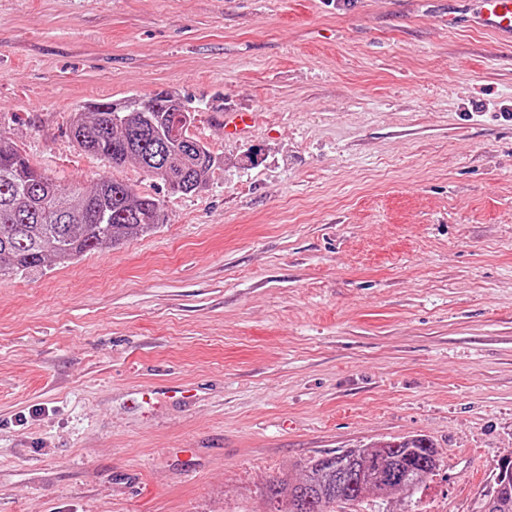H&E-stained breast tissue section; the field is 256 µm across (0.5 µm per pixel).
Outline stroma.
Wrapping results in <instances>:
<instances>
[{"mask_svg": "<svg viewBox=\"0 0 512 512\" xmlns=\"http://www.w3.org/2000/svg\"><path fill=\"white\" fill-rule=\"evenodd\" d=\"M476 9L0 0V136L165 213L0 277V512H266L271 479L408 435L436 475L355 512H470L512 454V39ZM162 90L221 160L191 194L70 136ZM256 121L254 112H224V135L239 138L249 134Z\"/></svg>", "mask_w": 512, "mask_h": 512, "instance_id": "obj_1", "label": "stroma"}]
</instances>
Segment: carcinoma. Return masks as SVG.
<instances>
[{
    "label": "carcinoma",
    "mask_w": 512,
    "mask_h": 512,
    "mask_svg": "<svg viewBox=\"0 0 512 512\" xmlns=\"http://www.w3.org/2000/svg\"><path fill=\"white\" fill-rule=\"evenodd\" d=\"M195 114L168 91L143 102H101L74 113L77 147L123 167L133 163L176 193L206 185L220 160L190 135ZM163 222L162 206L124 183L101 179L91 189L64 187L31 165L17 145L0 138V275L24 274L53 260L67 262ZM440 467L437 449L422 436L338 450L308 462L301 476L273 480L267 512H345L364 498L427 486ZM512 456L488 477L470 512H512Z\"/></svg>",
    "instance_id": "carcinoma-1"
}]
</instances>
